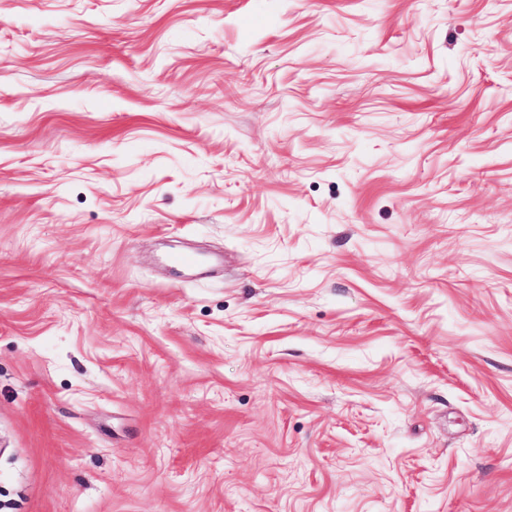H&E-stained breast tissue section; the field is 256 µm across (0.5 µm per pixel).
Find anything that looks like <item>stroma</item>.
Wrapping results in <instances>:
<instances>
[{
  "label": "stroma",
  "mask_w": 512,
  "mask_h": 512,
  "mask_svg": "<svg viewBox=\"0 0 512 512\" xmlns=\"http://www.w3.org/2000/svg\"><path fill=\"white\" fill-rule=\"evenodd\" d=\"M0 512H512V0H0Z\"/></svg>",
  "instance_id": "35a3bbf8"
}]
</instances>
